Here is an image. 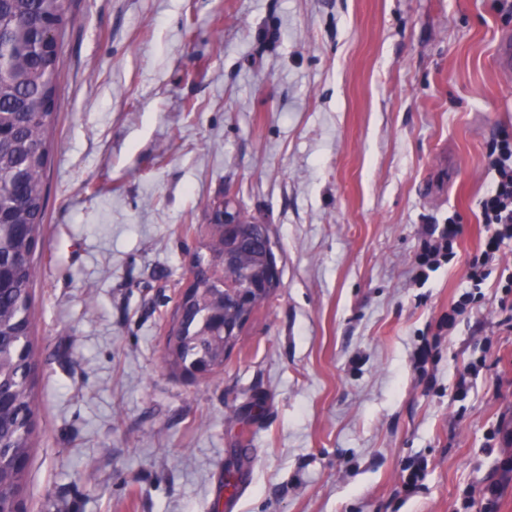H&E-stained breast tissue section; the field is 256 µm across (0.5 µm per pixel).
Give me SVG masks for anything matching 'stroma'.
<instances>
[{
    "instance_id": "obj_1",
    "label": "stroma",
    "mask_w": 512,
    "mask_h": 512,
    "mask_svg": "<svg viewBox=\"0 0 512 512\" xmlns=\"http://www.w3.org/2000/svg\"><path fill=\"white\" fill-rule=\"evenodd\" d=\"M67 2L25 512H512V481L483 496L512 458V241L438 327L512 127L492 0ZM229 192L281 286L191 380L165 324ZM453 215L455 257L420 267Z\"/></svg>"
}]
</instances>
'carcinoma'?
Wrapping results in <instances>:
<instances>
[{
	"instance_id": "carcinoma-1",
	"label": "carcinoma",
	"mask_w": 512,
	"mask_h": 512,
	"mask_svg": "<svg viewBox=\"0 0 512 512\" xmlns=\"http://www.w3.org/2000/svg\"><path fill=\"white\" fill-rule=\"evenodd\" d=\"M63 37L69 20L64 0H0V265L10 273L7 287L0 288V383L13 390L14 406L0 415V512H12L28 477L17 462L29 460L33 447L34 403L32 290L37 276L35 254L46 216L45 171L48 134L55 120L59 78V52L53 39L37 43L31 38L35 25ZM251 237L235 263L221 266L216 258L226 244L224 228L208 227L203 254L194 258L200 272L194 285V301L179 304L167 334L166 361L174 370L204 361L216 373L224 368V355L239 337L220 344L194 335L201 312L224 311V321L238 318L221 285L255 276L263 268L262 240L268 226L242 216ZM27 344L26 360L13 354L17 342Z\"/></svg>"
}]
</instances>
